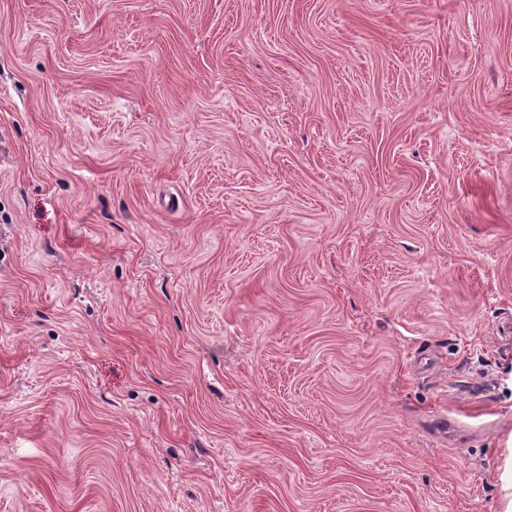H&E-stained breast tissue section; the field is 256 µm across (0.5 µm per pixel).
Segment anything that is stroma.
Returning a JSON list of instances; mask_svg holds the SVG:
<instances>
[{
	"instance_id": "1",
	"label": "stroma",
	"mask_w": 512,
	"mask_h": 512,
	"mask_svg": "<svg viewBox=\"0 0 512 512\" xmlns=\"http://www.w3.org/2000/svg\"><path fill=\"white\" fill-rule=\"evenodd\" d=\"M512 0H0V512H504Z\"/></svg>"
}]
</instances>
